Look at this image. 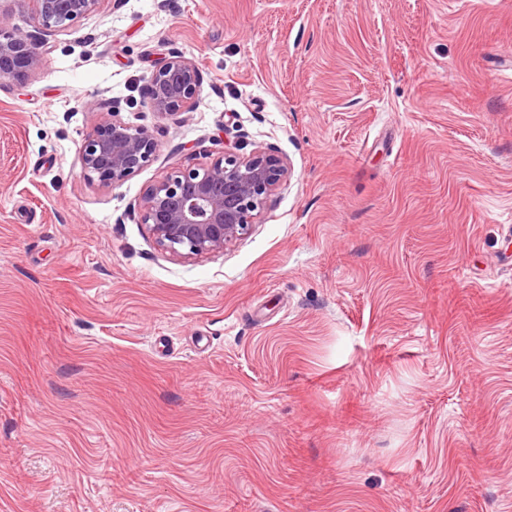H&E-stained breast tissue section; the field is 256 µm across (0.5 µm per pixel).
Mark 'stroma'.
Segmentation results:
<instances>
[{"instance_id":"1","label":"stroma","mask_w":512,"mask_h":512,"mask_svg":"<svg viewBox=\"0 0 512 512\" xmlns=\"http://www.w3.org/2000/svg\"><path fill=\"white\" fill-rule=\"evenodd\" d=\"M114 113L158 148L105 188ZM238 135L288 181L159 251L145 189ZM509 225L512 0H104L0 78V512H512ZM200 73L184 55L168 53L158 59L145 78V92L155 112L177 116L193 112L199 104ZM157 151L153 135L112 114L100 119L79 147L86 178L102 187H114L150 165Z\"/></svg>"}]
</instances>
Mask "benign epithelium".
<instances>
[{
	"mask_svg": "<svg viewBox=\"0 0 512 512\" xmlns=\"http://www.w3.org/2000/svg\"><path fill=\"white\" fill-rule=\"evenodd\" d=\"M104 0H35L34 21L42 38L0 23V76L22 80L38 71L47 38L99 11ZM155 112L177 116L199 104L196 63L178 53L158 59L145 78ZM157 151L153 135L112 114L100 119L79 147L86 178L114 187L150 165ZM290 168L271 150L244 156L231 148L210 162L176 168L150 185L140 200L143 223L155 246L181 259L224 252L249 235L266 202L287 181Z\"/></svg>",
	"mask_w": 512,
	"mask_h": 512,
	"instance_id": "1",
	"label": "benign epithelium"
}]
</instances>
